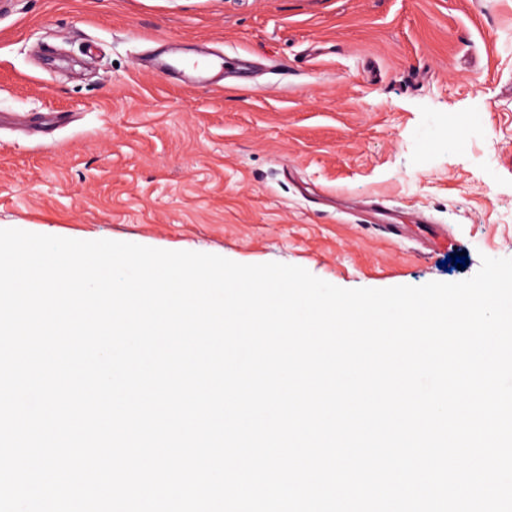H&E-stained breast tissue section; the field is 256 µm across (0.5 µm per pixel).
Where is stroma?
<instances>
[{
	"mask_svg": "<svg viewBox=\"0 0 512 512\" xmlns=\"http://www.w3.org/2000/svg\"><path fill=\"white\" fill-rule=\"evenodd\" d=\"M5 228L468 279L512 257V0H0Z\"/></svg>",
	"mask_w": 512,
	"mask_h": 512,
	"instance_id": "1",
	"label": "stroma"
}]
</instances>
